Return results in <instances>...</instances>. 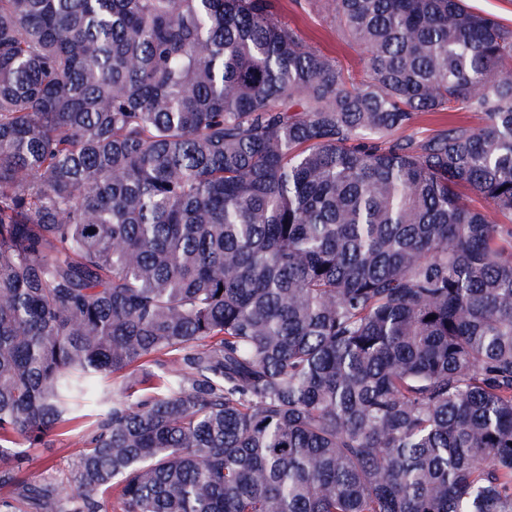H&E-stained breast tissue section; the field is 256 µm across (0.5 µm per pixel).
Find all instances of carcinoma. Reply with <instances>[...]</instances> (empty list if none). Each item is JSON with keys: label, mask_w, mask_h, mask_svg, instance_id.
Masks as SVG:
<instances>
[{"label": "carcinoma", "mask_w": 512, "mask_h": 512, "mask_svg": "<svg viewBox=\"0 0 512 512\" xmlns=\"http://www.w3.org/2000/svg\"><path fill=\"white\" fill-rule=\"evenodd\" d=\"M327 9L0 0V512H512V29ZM306 1L276 0L279 19L294 28L307 44L335 58L353 78L361 80L367 69L364 54L337 32L324 7L312 8ZM76 432L59 436L50 448H32L28 472L37 479H50L63 486L71 484L76 467Z\"/></svg>", "instance_id": "cac0c4a2"}]
</instances>
